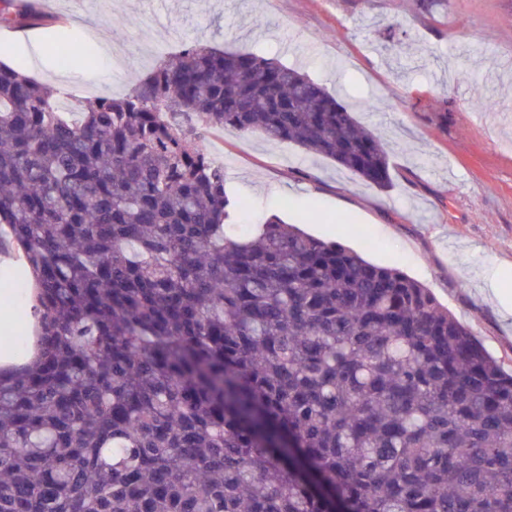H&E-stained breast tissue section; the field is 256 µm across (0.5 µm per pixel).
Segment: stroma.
<instances>
[{
  "label": "stroma",
  "mask_w": 512,
  "mask_h": 512,
  "mask_svg": "<svg viewBox=\"0 0 512 512\" xmlns=\"http://www.w3.org/2000/svg\"><path fill=\"white\" fill-rule=\"evenodd\" d=\"M47 25L0 23V45L40 41L43 61L11 67L66 85L73 100L121 96L199 41L300 69L378 135L391 184L379 189L333 160L231 127L200 142L222 165L228 234L276 214L361 251L430 289L512 371V0H38ZM264 18L256 26L255 18ZM122 56L63 68L71 40ZM491 100L476 107L477 97Z\"/></svg>",
  "instance_id": "1"
}]
</instances>
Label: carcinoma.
<instances>
[{"instance_id":"1","label":"carcinoma","mask_w":512,"mask_h":512,"mask_svg":"<svg viewBox=\"0 0 512 512\" xmlns=\"http://www.w3.org/2000/svg\"><path fill=\"white\" fill-rule=\"evenodd\" d=\"M59 100L0 63L36 322L0 368V512H512V373L428 288L276 214L225 234L211 129L389 184L342 102L207 43L75 119Z\"/></svg>"}]
</instances>
